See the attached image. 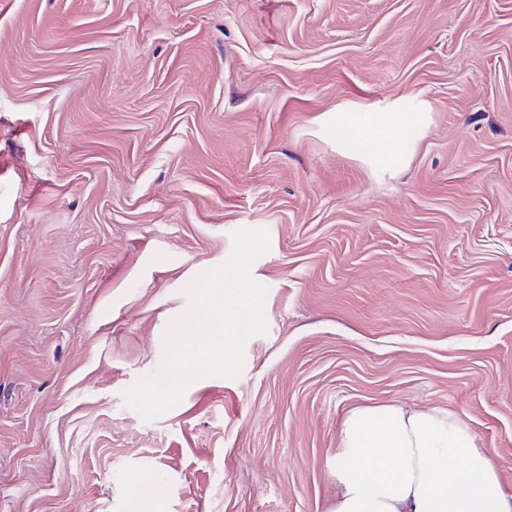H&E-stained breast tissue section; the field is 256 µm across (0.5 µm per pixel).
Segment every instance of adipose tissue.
<instances>
[{
	"label": "adipose tissue",
	"mask_w": 512,
	"mask_h": 512,
	"mask_svg": "<svg viewBox=\"0 0 512 512\" xmlns=\"http://www.w3.org/2000/svg\"><path fill=\"white\" fill-rule=\"evenodd\" d=\"M337 121L352 149L383 144L384 163L399 158L423 128L417 112H385L365 128L349 113ZM340 446L339 488L329 512H512L489 451L453 411L396 402L359 406L344 418Z\"/></svg>",
	"instance_id": "obj_1"
}]
</instances>
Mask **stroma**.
<instances>
[{
  "instance_id": "obj_1",
  "label": "stroma",
  "mask_w": 512,
  "mask_h": 512,
  "mask_svg": "<svg viewBox=\"0 0 512 512\" xmlns=\"http://www.w3.org/2000/svg\"><path fill=\"white\" fill-rule=\"evenodd\" d=\"M419 112L393 165L340 113ZM268 332L146 421L184 286ZM458 413L512 494V0H0V512H328L347 412Z\"/></svg>"
}]
</instances>
